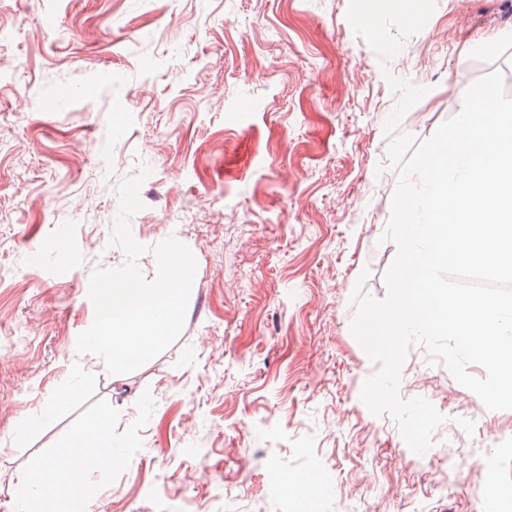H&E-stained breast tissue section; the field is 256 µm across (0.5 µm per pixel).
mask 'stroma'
Here are the masks:
<instances>
[{"mask_svg": "<svg viewBox=\"0 0 512 512\" xmlns=\"http://www.w3.org/2000/svg\"><path fill=\"white\" fill-rule=\"evenodd\" d=\"M348 5L0 0V512L105 412L129 457L88 476L82 512H290L284 485L307 475L318 512H479L487 469L512 486V410H487L415 345L399 394L445 421L414 454L362 403L375 367L350 331L362 270L384 297L396 252L380 240L398 183L386 76L426 88L399 130L428 139L471 84L512 71V0H437L385 67ZM142 164L144 278L172 235L197 269L178 337L112 375L75 344L94 320L91 272L126 260L110 242L117 189ZM79 388L80 380H72L62 389L61 393L53 401L49 402L41 409L38 415L23 421L15 431V445L20 446L24 444L36 428L52 422L58 410L77 394Z\"/></svg>", "mask_w": 512, "mask_h": 512, "instance_id": "1", "label": "stroma"}]
</instances>
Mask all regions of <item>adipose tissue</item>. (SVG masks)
Returning <instances> with one entry per match:
<instances>
[{
  "mask_svg": "<svg viewBox=\"0 0 512 512\" xmlns=\"http://www.w3.org/2000/svg\"><path fill=\"white\" fill-rule=\"evenodd\" d=\"M125 459L122 443L112 435L111 415L101 414L15 482L14 506L17 512H67L66 503L81 496L87 472L117 468Z\"/></svg>",
  "mask_w": 512,
  "mask_h": 512,
  "instance_id": "adipose-tissue-1",
  "label": "adipose tissue"
}]
</instances>
